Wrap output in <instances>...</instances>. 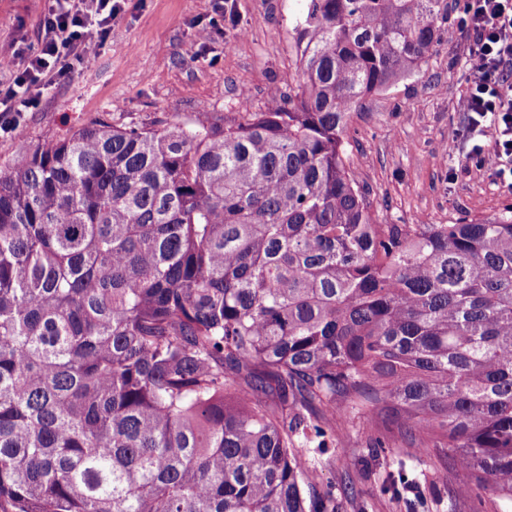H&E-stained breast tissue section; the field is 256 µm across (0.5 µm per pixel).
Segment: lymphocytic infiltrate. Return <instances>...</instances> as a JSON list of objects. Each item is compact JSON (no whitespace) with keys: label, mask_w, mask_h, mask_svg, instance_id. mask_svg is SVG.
Listing matches in <instances>:
<instances>
[{"label":"lymphocytic infiltrate","mask_w":512,"mask_h":512,"mask_svg":"<svg viewBox=\"0 0 512 512\" xmlns=\"http://www.w3.org/2000/svg\"><path fill=\"white\" fill-rule=\"evenodd\" d=\"M125 8L126 0H48L36 47L11 82L0 84V134L99 55ZM462 25L469 38L470 83L460 102L466 156L512 189V0H466Z\"/></svg>","instance_id":"obj_1"}]
</instances>
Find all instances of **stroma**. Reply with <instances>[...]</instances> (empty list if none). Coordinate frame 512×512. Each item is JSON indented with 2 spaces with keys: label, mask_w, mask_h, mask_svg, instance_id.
I'll return each instance as SVG.
<instances>
[{
  "label": "stroma",
  "mask_w": 512,
  "mask_h": 512,
  "mask_svg": "<svg viewBox=\"0 0 512 512\" xmlns=\"http://www.w3.org/2000/svg\"><path fill=\"white\" fill-rule=\"evenodd\" d=\"M465 0H448V24L427 64L353 107L343 135L345 161L367 203L384 224H455L512 206V190L465 159V120L459 101L470 74L463 59ZM303 0H129L112 23L101 53L45 93L39 107L0 136V167L47 137L64 138L98 119L148 124L174 116L233 117L240 107L266 111L296 89L300 68L293 16ZM45 0H0V83L16 70L21 44H35ZM220 20L206 45L198 24ZM366 424L336 428L327 454L309 450L304 462L318 485L346 484L341 512H472L457 493L459 468L434 449L400 447L373 457ZM405 470L400 496L382 490Z\"/></svg>",
  "instance_id": "1"
}]
</instances>
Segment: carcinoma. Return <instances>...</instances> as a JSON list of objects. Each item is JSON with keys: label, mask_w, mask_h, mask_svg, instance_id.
<instances>
[{"label": "carcinoma", "mask_w": 512, "mask_h": 512, "mask_svg": "<svg viewBox=\"0 0 512 512\" xmlns=\"http://www.w3.org/2000/svg\"><path fill=\"white\" fill-rule=\"evenodd\" d=\"M297 92L99 120L0 170V512H339L299 460L357 419L512 502V207L379 224L352 106L448 0H304Z\"/></svg>", "instance_id": "1"}]
</instances>
